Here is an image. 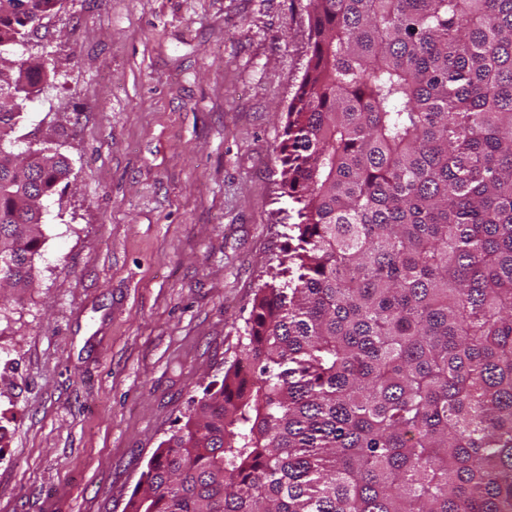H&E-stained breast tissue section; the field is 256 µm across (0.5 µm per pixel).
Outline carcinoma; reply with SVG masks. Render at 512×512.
I'll return each mask as SVG.
<instances>
[{
  "label": "carcinoma",
  "instance_id": "1",
  "mask_svg": "<svg viewBox=\"0 0 512 512\" xmlns=\"http://www.w3.org/2000/svg\"><path fill=\"white\" fill-rule=\"evenodd\" d=\"M59 0H0V148ZM279 146L297 244L124 512H512V0H306ZM43 145L0 151V284L35 282Z\"/></svg>",
  "mask_w": 512,
  "mask_h": 512
}]
</instances>
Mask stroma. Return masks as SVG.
I'll use <instances>...</instances> for the list:
<instances>
[{
    "label": "stroma",
    "instance_id": "35a3bbf8",
    "mask_svg": "<svg viewBox=\"0 0 512 512\" xmlns=\"http://www.w3.org/2000/svg\"><path fill=\"white\" fill-rule=\"evenodd\" d=\"M306 0H60L15 152L70 167L32 288L0 298V512H123L238 351L299 205L276 149Z\"/></svg>",
    "mask_w": 512,
    "mask_h": 512
}]
</instances>
